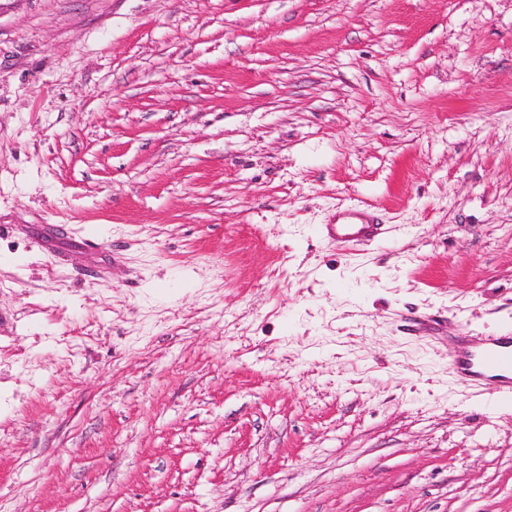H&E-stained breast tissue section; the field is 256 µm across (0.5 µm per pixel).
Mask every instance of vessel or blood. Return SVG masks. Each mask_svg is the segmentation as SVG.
Returning <instances> with one entry per match:
<instances>
[{"label":"vessel or blood","mask_w":512,"mask_h":512,"mask_svg":"<svg viewBox=\"0 0 512 512\" xmlns=\"http://www.w3.org/2000/svg\"><path fill=\"white\" fill-rule=\"evenodd\" d=\"M339 223L328 225V235L339 243L374 238L378 227L369 216L356 210L340 214ZM458 380L464 384L499 383L505 397L512 398V336H492L477 351L462 347L448 356Z\"/></svg>","instance_id":"vessel-or-blood-1"}]
</instances>
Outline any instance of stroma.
<instances>
[{"mask_svg":"<svg viewBox=\"0 0 512 512\" xmlns=\"http://www.w3.org/2000/svg\"><path fill=\"white\" fill-rule=\"evenodd\" d=\"M505 333L512 0H0V512H512ZM342 219L337 224H330L326 227L328 235L336 240V243H345L362 238H374L379 233L377 224L364 212L346 210L338 215ZM458 381L482 384L492 381L504 388L501 399H512V336H490L475 352L461 347L448 355Z\"/></svg>","mask_w":512,"mask_h":512,"instance_id":"obj_1","label":"stroma"}]
</instances>
